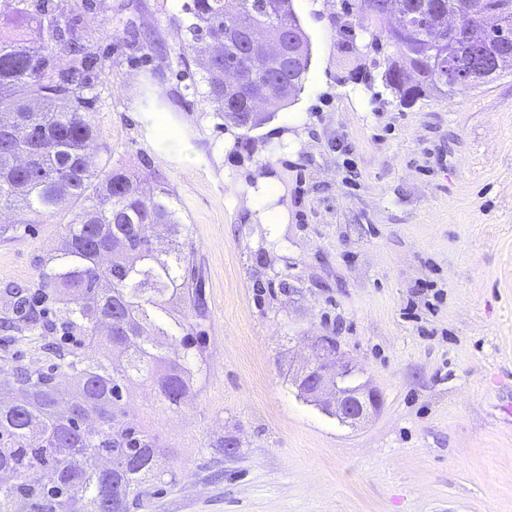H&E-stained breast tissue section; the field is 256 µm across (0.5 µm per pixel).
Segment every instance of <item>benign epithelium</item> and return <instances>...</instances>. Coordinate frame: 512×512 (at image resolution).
<instances>
[{
  "label": "benign epithelium",
  "mask_w": 512,
  "mask_h": 512,
  "mask_svg": "<svg viewBox=\"0 0 512 512\" xmlns=\"http://www.w3.org/2000/svg\"><path fill=\"white\" fill-rule=\"evenodd\" d=\"M313 350L314 361L296 376L300 395L345 425L355 428L367 423L381 409L378 390L367 381H354L356 367L328 340H317Z\"/></svg>",
  "instance_id": "7a95c632"
}]
</instances>
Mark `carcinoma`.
Listing matches in <instances>:
<instances>
[{
  "mask_svg": "<svg viewBox=\"0 0 512 512\" xmlns=\"http://www.w3.org/2000/svg\"><path fill=\"white\" fill-rule=\"evenodd\" d=\"M403 15L384 39L395 49L382 78L403 102L431 93L451 97L436 68L465 62L467 40L448 42V12L471 0H389ZM183 55L193 58L202 100L235 147L250 153L253 133L274 113L257 103L288 104L309 66V42L292 0H188ZM297 39L296 58L247 57L249 43ZM82 13L58 0H0V239L16 237L31 215L62 216L65 233L40 269L35 292L7 284L0 330L59 335L57 363L31 370L5 357L13 386L0 396V512H131L147 489L175 482L155 436L129 420L127 383L145 377L161 402L178 406L203 375L201 327L208 308L197 257L178 200L165 183L110 164L99 142L95 89L101 63L87 45ZM502 56L478 68L474 84L512 72V13L482 36ZM237 72L235 89L224 70ZM169 238L154 248L147 229ZM183 346L173 358L168 348ZM118 349L123 361H89L87 351ZM48 470V483L29 480Z\"/></svg>",
  "mask_w": 512,
  "mask_h": 512,
  "instance_id": "cac0c4a2",
  "label": "carcinoma"
}]
</instances>
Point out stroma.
Listing matches in <instances>:
<instances>
[{"instance_id":"obj_1","label":"stroma","mask_w":512,"mask_h":512,"mask_svg":"<svg viewBox=\"0 0 512 512\" xmlns=\"http://www.w3.org/2000/svg\"><path fill=\"white\" fill-rule=\"evenodd\" d=\"M124 2L84 15L100 140L176 195L209 310L189 400L128 385L176 476L136 512H512V74L401 102L343 0H292L310 65L245 156L191 87L185 0ZM62 233L38 216L0 242V284H36ZM319 336L381 394L359 429L293 381Z\"/></svg>"}]
</instances>
